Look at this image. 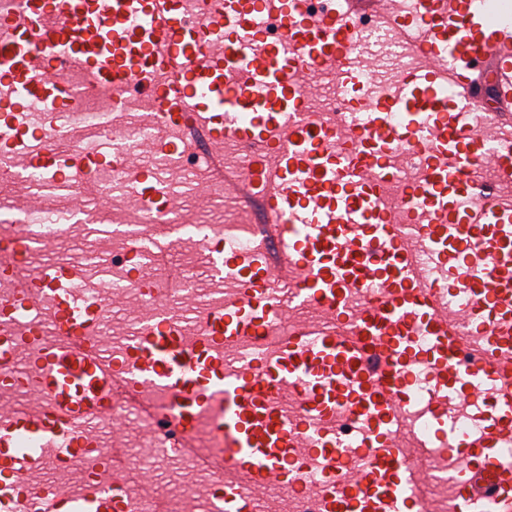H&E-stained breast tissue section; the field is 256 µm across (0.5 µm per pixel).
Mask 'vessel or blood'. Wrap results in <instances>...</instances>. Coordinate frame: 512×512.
Segmentation results:
<instances>
[{
    "label": "vessel or blood",
    "mask_w": 512,
    "mask_h": 512,
    "mask_svg": "<svg viewBox=\"0 0 512 512\" xmlns=\"http://www.w3.org/2000/svg\"><path fill=\"white\" fill-rule=\"evenodd\" d=\"M484 0H21L0 13L4 175L100 193L124 169L145 210L170 206L155 169L87 148L63 74L146 115L155 152L204 158L208 186L256 210L259 244L206 228L201 253L222 301L172 319L155 311L112 349V313L82 264L28 270L38 233L0 236V373L35 379V405L0 410V512H132L120 441L90 424L132 410L155 440L210 471V512H269L279 485L315 512H416L426 473L399 442L426 406L424 447L454 457L462 512H512V20ZM375 17L424 66L387 93L356 49ZM277 37H267L265 23ZM336 74L353 105L341 123L307 115L312 76ZM256 149L242 171L224 143ZM415 156L418 176L396 182ZM393 182L394 195L380 186ZM167 267L155 306L183 285ZM471 428L449 429L448 406ZM210 424L199 431L197 420ZM361 424L342 435L344 423ZM209 454H199L200 440ZM103 478L78 497L34 491L31 458L63 466L90 450Z\"/></svg>",
    "instance_id": "vessel-or-blood-1"
}]
</instances>
